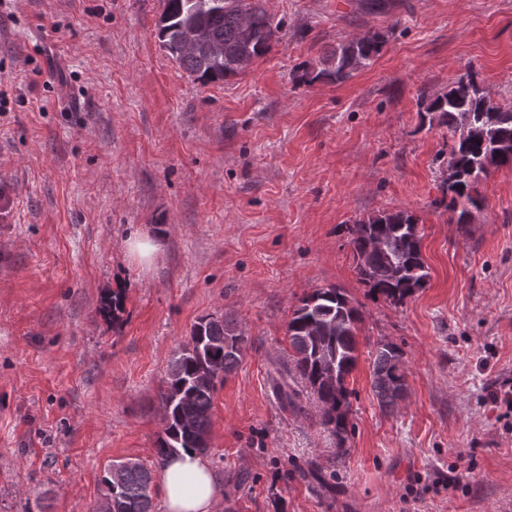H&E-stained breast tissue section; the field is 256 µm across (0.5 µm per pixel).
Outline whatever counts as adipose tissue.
Instances as JSON below:
<instances>
[{"label":"adipose tissue","instance_id":"obj_1","mask_svg":"<svg viewBox=\"0 0 512 512\" xmlns=\"http://www.w3.org/2000/svg\"><path fill=\"white\" fill-rule=\"evenodd\" d=\"M157 479L164 512H216L219 480L203 455L178 450L164 461Z\"/></svg>","mask_w":512,"mask_h":512}]
</instances>
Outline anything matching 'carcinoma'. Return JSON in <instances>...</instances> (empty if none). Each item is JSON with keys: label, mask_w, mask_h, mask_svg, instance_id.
<instances>
[{"label": "carcinoma", "mask_w": 512, "mask_h": 512, "mask_svg": "<svg viewBox=\"0 0 512 512\" xmlns=\"http://www.w3.org/2000/svg\"><path fill=\"white\" fill-rule=\"evenodd\" d=\"M266 0H163L157 37L171 58L202 84L235 77L266 56L279 41L281 23L274 22ZM202 23L208 42L192 53L181 49V34L191 23ZM387 42L386 35L367 30L337 44L315 68L300 66L296 81L318 80L342 83L354 72L369 67ZM223 46V55L211 53V45ZM468 83L456 80L448 91L422 98L430 119L448 127L454 141L445 161L443 194L450 197L448 210L458 214L457 223H468L470 208H479V191L486 177L485 163L512 167V109L494 103L469 67ZM359 281L375 297L403 304L426 287L430 275L422 254V236L417 219L406 211L362 218L348 228ZM363 314L343 289L318 288L300 299L288 321L293 371L283 369L274 380V390L283 408L302 410L300 393L288 384L295 373L317 402L320 424L336 437L337 452L347 451L352 431L347 379L358 362L359 324ZM324 329L314 336L310 325ZM192 340H202L201 349L178 350L170 364L161 403L169 411V422L156 446L163 461L178 449L205 454L209 450L211 410L216 384L232 373L242 361L248 338L235 320L206 316L191 328ZM215 363L222 374L202 384L200 373ZM371 387L380 408L392 410L403 399L406 375L403 351L392 342H377L371 363ZM106 496L115 499V512H152L151 472L143 464L128 470L117 488L112 477L104 478Z\"/></svg>", "instance_id": "1"}]
</instances>
